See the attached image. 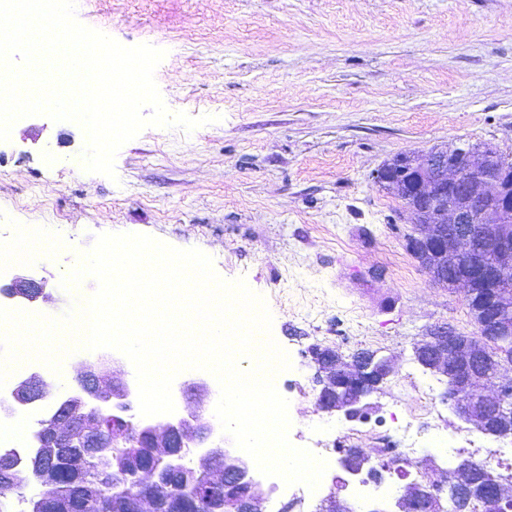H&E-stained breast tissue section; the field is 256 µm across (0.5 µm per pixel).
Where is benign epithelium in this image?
Instances as JSON below:
<instances>
[{
	"label": "benign epithelium",
	"instance_id": "benign-epithelium-1",
	"mask_svg": "<svg viewBox=\"0 0 512 512\" xmlns=\"http://www.w3.org/2000/svg\"><path fill=\"white\" fill-rule=\"evenodd\" d=\"M373 178L392 192L409 187L422 195L436 223L414 227L405 240L406 248L410 252L448 255V266L427 269L432 281L463 287L467 296L476 299L482 319L481 339L501 351L511 348L512 288L505 278L512 270V159L492 146L474 149L468 143H459L434 147L419 155L404 153L396 163L379 167ZM4 288L8 297L34 301L44 294L46 283L17 275ZM469 344V337L441 323L426 329L417 350L435 374L446 380L444 399L452 402L459 419L486 436L509 438L512 430H504L498 423L512 418V375L504 373V366L512 359L505 358L487 371L478 359L465 356ZM311 357L319 386L318 408L348 420L365 417L369 407L365 399L379 392L393 373L389 359L372 354L360 352L328 361L315 347ZM448 362L453 368L446 366ZM482 375L488 382L479 387L477 395L486 418L477 419L465 394L469 383ZM78 386V391L59 397L54 411L40 422L41 447L78 448L86 456L94 454L105 440L92 423L105 412L99 407L88 408L89 402L113 403L123 410L134 392L117 373L97 371L91 366ZM50 388L48 380L34 373L15 386L11 400L0 403V413L9 415L16 404L38 401ZM182 392L199 406L188 411L186 418L138 427L139 446L149 453L112 471V481L130 482L140 489L128 501L125 512H180L186 500L181 490L190 476L197 477V483L209 491L213 512H268V493L251 477L250 461L230 453L224 445L208 449L199 459L200 469L185 466L190 446L202 444L219 425L202 406L211 396L207 382L186 381ZM372 462L373 456L361 448H347L339 458L342 469L354 476L371 473ZM441 472L437 460L430 459L428 468L405 482L391 506L376 505L366 512H447L444 499L481 495L493 499L499 512H512V501L503 498V488L494 476L476 477L467 469L441 481L437 479ZM326 503L335 512H358L356 503L334 491L320 500L316 510L319 512Z\"/></svg>",
	"mask_w": 512,
	"mask_h": 512
}]
</instances>
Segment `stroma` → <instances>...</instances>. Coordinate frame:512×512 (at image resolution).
I'll use <instances>...</instances> for the list:
<instances>
[{
	"mask_svg": "<svg viewBox=\"0 0 512 512\" xmlns=\"http://www.w3.org/2000/svg\"><path fill=\"white\" fill-rule=\"evenodd\" d=\"M76 17L125 46L163 49L170 111L212 123L150 126L85 170V136L44 115L0 142V284L47 279L58 317L83 303L60 281L98 235H149L210 256L264 297L288 354L279 393L290 443L319 419L306 351L392 357L363 430L392 417L446 420L463 455L512 441L475 431L414 347L437 323L476 332L463 288L435 285L406 250L400 199L373 172L404 152L460 141L512 157V0H77Z\"/></svg>",
	"mask_w": 512,
	"mask_h": 512,
	"instance_id": "1",
	"label": "stroma"
}]
</instances>
